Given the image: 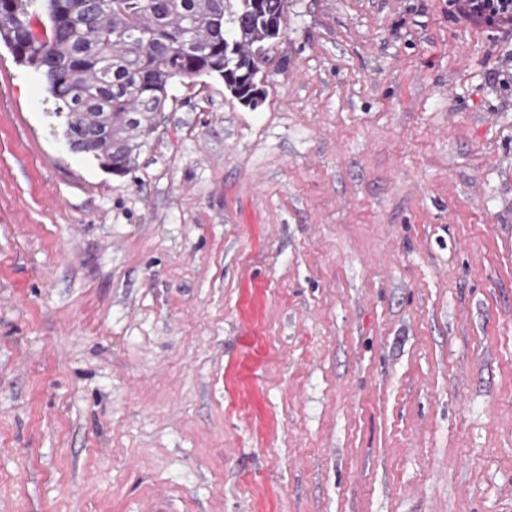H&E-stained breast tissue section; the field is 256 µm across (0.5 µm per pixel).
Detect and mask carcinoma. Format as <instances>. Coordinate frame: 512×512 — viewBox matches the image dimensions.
I'll use <instances>...</instances> for the list:
<instances>
[{
  "mask_svg": "<svg viewBox=\"0 0 512 512\" xmlns=\"http://www.w3.org/2000/svg\"><path fill=\"white\" fill-rule=\"evenodd\" d=\"M0 0V42L38 70L63 135L101 166L131 170L177 79L259 73L281 0Z\"/></svg>",
  "mask_w": 512,
  "mask_h": 512,
  "instance_id": "obj_1",
  "label": "carcinoma"
}]
</instances>
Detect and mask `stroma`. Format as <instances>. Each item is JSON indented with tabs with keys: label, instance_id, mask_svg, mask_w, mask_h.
<instances>
[{
	"label": "stroma",
	"instance_id": "35a3bbf8",
	"mask_svg": "<svg viewBox=\"0 0 512 512\" xmlns=\"http://www.w3.org/2000/svg\"><path fill=\"white\" fill-rule=\"evenodd\" d=\"M511 53L288 0L116 176L0 43V512H512Z\"/></svg>",
	"mask_w": 512,
	"mask_h": 512
}]
</instances>
